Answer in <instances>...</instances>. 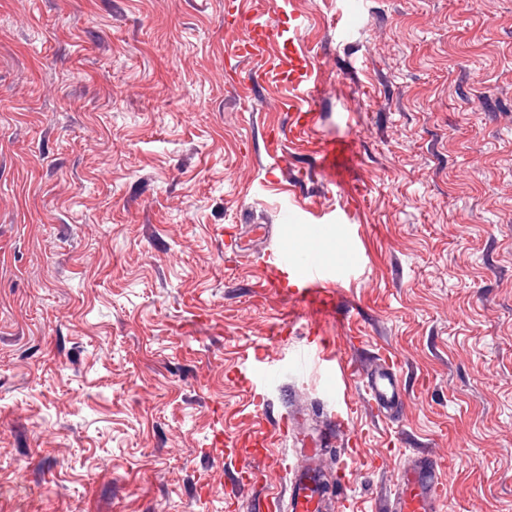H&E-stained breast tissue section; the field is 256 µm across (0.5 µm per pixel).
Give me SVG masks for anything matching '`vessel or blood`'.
<instances>
[{"label":"vessel or blood","instance_id":"1","mask_svg":"<svg viewBox=\"0 0 512 512\" xmlns=\"http://www.w3.org/2000/svg\"><path fill=\"white\" fill-rule=\"evenodd\" d=\"M224 23L227 28L241 29L243 36L238 39L232 53L233 59L248 62L268 55L270 46L280 35L267 21L246 9L242 0H227ZM279 85L286 88L305 87L308 98L302 102L289 101L293 121L287 134H273L267 139V153L275 156L284 152L285 137L303 138L314 131L317 115L309 99L315 96L320 86L312 78L308 59L299 52L296 43H289L282 54L273 56L267 70ZM351 154L347 141H324L319 151V168L329 179L336 181L346 171ZM287 223L296 225L307 238L306 249H298L288 240L276 241L266 254L264 280L270 293L278 297L292 296L306 308L309 316V338L290 357L291 363L302 371L314 373L318 378L332 382L337 376L336 366L325 356L323 344L317 337L323 323L336 314L337 296L333 288V270L316 253L315 244L336 228L335 217L311 215L297 216L292 210H285ZM400 361L396 356H385L379 371L364 375L363 388L378 415L396 419L403 415L404 405L397 372ZM278 373L274 362L263 358L255 359L246 378L252 391L263 390ZM288 436L287 423H280L273 435H266L256 429L242 436L245 455L253 457V465L241 468L236 481L241 487L251 486L258 470L266 467H282V456L273 454L271 439L285 440ZM288 488L283 495H270L264 512H323L324 497L320 476L312 470L289 468ZM444 498V483L441 466L434 459L418 456L405 464L399 471L388 512H438Z\"/></svg>","mask_w":512,"mask_h":512}]
</instances>
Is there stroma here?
<instances>
[{
	"label": "stroma",
	"mask_w": 512,
	"mask_h": 512,
	"mask_svg": "<svg viewBox=\"0 0 512 512\" xmlns=\"http://www.w3.org/2000/svg\"><path fill=\"white\" fill-rule=\"evenodd\" d=\"M226 0H0V512H255L227 443L254 411L298 413L303 462L330 425L325 384L287 361L297 301L262 283L290 194L351 214L327 354L402 361L405 412L347 380V434L323 455L354 512H384L414 455L449 461L442 512H512V0H277L322 90L288 129L262 61L234 66ZM354 145L317 179L321 139ZM234 225L237 253L227 251ZM287 319L283 334L275 329ZM284 368L254 402L248 354Z\"/></svg>",
	"instance_id": "obj_1"
}]
</instances>
